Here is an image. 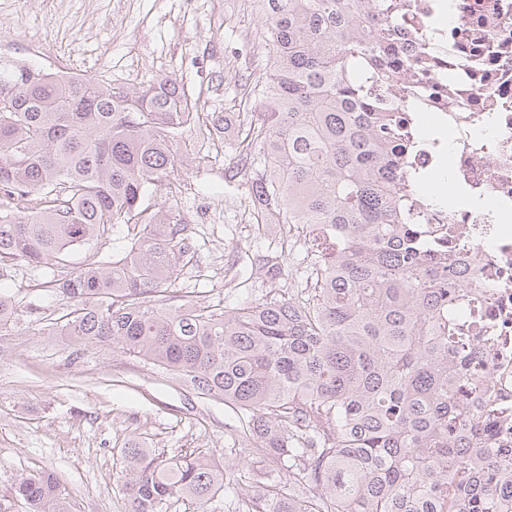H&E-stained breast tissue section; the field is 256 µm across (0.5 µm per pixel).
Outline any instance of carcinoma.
Wrapping results in <instances>:
<instances>
[{"label":"carcinoma","mask_w":512,"mask_h":512,"mask_svg":"<svg viewBox=\"0 0 512 512\" xmlns=\"http://www.w3.org/2000/svg\"><path fill=\"white\" fill-rule=\"evenodd\" d=\"M269 73L250 95L261 122L238 143L252 221L298 224L310 285L216 308L169 288L185 226L141 200L180 160L196 103L168 77L115 90L92 77L0 73V268L46 267L125 225L134 245L51 280L67 301L59 332L177 374L236 417L238 445L161 458L133 441L118 482L127 512L182 500L207 512H504L512 447L479 442L489 416L475 337L450 318L460 278L449 250L407 227L396 170V94L409 85L400 38L375 13L391 0H258ZM0 293V331L14 325ZM265 462L261 480L223 456ZM29 512H69L51 473L15 477Z\"/></svg>","instance_id":"obj_1"}]
</instances>
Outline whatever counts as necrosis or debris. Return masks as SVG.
<instances>
[{"mask_svg":"<svg viewBox=\"0 0 512 512\" xmlns=\"http://www.w3.org/2000/svg\"><path fill=\"white\" fill-rule=\"evenodd\" d=\"M394 21L409 80L415 132L398 177L408 213L428 250L449 248L464 273L454 313L483 349L476 405L491 411L502 445L512 446V0H397ZM447 168L455 192L480 208L427 195L421 178Z\"/></svg>","mask_w":512,"mask_h":512,"instance_id":"1","label":"necrosis or debris"}]
</instances>
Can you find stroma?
<instances>
[{
	"mask_svg": "<svg viewBox=\"0 0 512 512\" xmlns=\"http://www.w3.org/2000/svg\"><path fill=\"white\" fill-rule=\"evenodd\" d=\"M230 7V0H194L189 7L183 0H0V71H43L52 59L71 75L117 89L167 76L184 85L198 111L224 113V127L209 144L184 133V161L142 202L186 225L188 253L174 291L223 307L283 288L265 260L278 259L297 283L307 261L300 250L279 253L277 225L255 230L243 208L246 177H224L239 114L260 109L244 94L253 63L269 57L250 41L258 12L232 18ZM38 42L44 53L34 51ZM49 279L23 262L0 271V291L19 305L14 327L0 334V512H28L11 483L33 472L57 477L72 512H125L117 482L122 448L143 441L167 457L223 449L228 411L163 367L49 335L63 311Z\"/></svg>",
	"mask_w": 512,
	"mask_h": 512,
	"instance_id": "35a3bbf8",
	"label": "stroma"
}]
</instances>
